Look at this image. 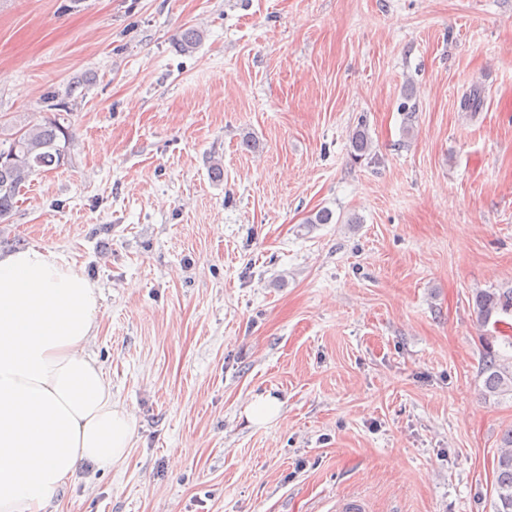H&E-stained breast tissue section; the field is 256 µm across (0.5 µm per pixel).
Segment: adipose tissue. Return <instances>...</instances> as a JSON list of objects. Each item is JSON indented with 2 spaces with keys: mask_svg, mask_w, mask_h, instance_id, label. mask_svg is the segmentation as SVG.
Wrapping results in <instances>:
<instances>
[{
  "mask_svg": "<svg viewBox=\"0 0 512 512\" xmlns=\"http://www.w3.org/2000/svg\"><path fill=\"white\" fill-rule=\"evenodd\" d=\"M98 296L40 246L0 253V512H46L79 467L126 460L136 422L88 352Z\"/></svg>",
  "mask_w": 512,
  "mask_h": 512,
  "instance_id": "ef3b65f1",
  "label": "adipose tissue"
}]
</instances>
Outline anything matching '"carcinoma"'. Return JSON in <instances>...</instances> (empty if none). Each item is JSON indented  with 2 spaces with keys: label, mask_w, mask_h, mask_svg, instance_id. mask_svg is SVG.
I'll return each mask as SVG.
<instances>
[{
  "label": "carcinoma",
  "mask_w": 512,
  "mask_h": 512,
  "mask_svg": "<svg viewBox=\"0 0 512 512\" xmlns=\"http://www.w3.org/2000/svg\"><path fill=\"white\" fill-rule=\"evenodd\" d=\"M201 41L199 32L188 27L176 38L179 51L190 54ZM57 112L50 116L16 123L0 119V223L13 212L17 197L30 178L46 169L65 165L72 144L68 118L62 114L65 103L56 104ZM351 146L358 159L371 151V141L364 126L351 133ZM478 318L482 324L499 323L497 314H512V286L478 290L474 296ZM481 375L485 395L500 397L512 395V360L502 358L494 350L493 342L486 341ZM494 489L497 500L494 512H512V428L504 431L498 449Z\"/></svg>",
  "instance_id": "obj_1"
}]
</instances>
